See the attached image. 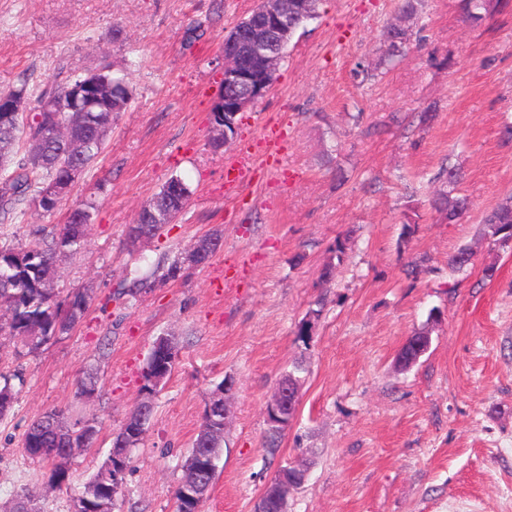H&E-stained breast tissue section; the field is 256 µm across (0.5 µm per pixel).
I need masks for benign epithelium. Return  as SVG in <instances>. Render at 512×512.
Segmentation results:
<instances>
[{
	"instance_id": "obj_1",
	"label": "benign epithelium",
	"mask_w": 512,
	"mask_h": 512,
	"mask_svg": "<svg viewBox=\"0 0 512 512\" xmlns=\"http://www.w3.org/2000/svg\"><path fill=\"white\" fill-rule=\"evenodd\" d=\"M313 0H262L257 16L245 21L224 38V86L228 93L213 103L211 126L215 139L228 145L237 138V117L271 89L288 48V16L311 11ZM159 363L147 370L149 389L155 390L168 377L178 351L173 341L162 336L155 342ZM288 384H277L266 406L271 424L288 426L294 415ZM309 467L291 462L278 479L268 482L260 499L264 507L276 506L307 479Z\"/></svg>"
}]
</instances>
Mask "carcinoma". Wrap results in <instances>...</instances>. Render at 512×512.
<instances>
[{
    "label": "carcinoma",
    "instance_id": "carcinoma-1",
    "mask_svg": "<svg viewBox=\"0 0 512 512\" xmlns=\"http://www.w3.org/2000/svg\"><path fill=\"white\" fill-rule=\"evenodd\" d=\"M501 0H463L467 19L478 24L493 15ZM409 39L408 29L394 25L386 32L387 56L381 62L391 61L403 53ZM104 81L106 85L94 91L85 100L89 108L85 112H68L71 89L85 82ZM20 100L25 103L21 112H0V211L8 212L14 206L26 203L34 206L35 200L52 184L69 179L71 162L88 168L104 152L107 137L112 129L114 115L125 112L132 101V90L125 77L112 71L109 64H101L49 90L35 92L27 83L0 91V98ZM461 175L448 170V190L437 193L434 207L450 224H456L469 210V201L458 192ZM191 196L189 186L180 178L167 181L149 202L139 211L136 221L129 228V238L145 234L152 238L164 231L161 224L152 223L150 210L154 205H168L181 212ZM66 209L65 224L59 232L45 234L35 244L25 248L0 246V335L25 336L37 348L58 335L74 328L84 317L89 300L72 291L61 299L52 288L59 257L82 249L87 228L97 209L90 199L73 206L62 202L43 208L52 213ZM482 236L494 247L506 248L512 240V197L488 211L483 219ZM212 256L198 258L188 251L182 260L164 267L156 266L150 274L134 279L132 286L113 294V298L133 297L149 288L152 280L170 281L180 277L184 265L199 267L210 262ZM473 253L469 248L460 249L448 261L453 273L464 271L472 264ZM0 396L15 398V386H24L26 379L18 371L7 377L0 374ZM18 384H12V381ZM148 412L143 422L130 433L123 427L113 438V444L123 441L134 448L140 442L152 419ZM224 421L223 407L215 404L205 410L200 429L189 452L197 453L198 465L209 466L211 449L217 446L215 433L221 431ZM95 433L90 421L79 419L74 423L66 420L61 410H51L33 420L24 439V452L31 448L41 449L38 460L53 463L58 450L71 442H81L87 434ZM112 458H106L90 475L88 482L100 487L112 486Z\"/></svg>",
    "mask_w": 512,
    "mask_h": 512
}]
</instances>
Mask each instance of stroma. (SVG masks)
Here are the masks:
<instances>
[{"instance_id":"1","label":"stroma","mask_w":512,"mask_h":512,"mask_svg":"<svg viewBox=\"0 0 512 512\" xmlns=\"http://www.w3.org/2000/svg\"><path fill=\"white\" fill-rule=\"evenodd\" d=\"M256 0H0V90L47 88L106 62L133 99L106 152L70 198L99 206L87 241L60 257L56 288L91 297L68 334L31 348L0 335V373L27 382L0 415V510L27 489L40 512H70L112 439L142 400L141 371L173 335L176 368L152 397L154 419L130 452L114 512H174L182 462L206 405L233 379L219 476L201 512H254L280 466L309 479L288 512H512V249L490 250L481 218L512 195V0L480 24L462 0H421L406 53L379 66L399 0H321L297 31L271 91L241 115L235 143L213 150L209 112L223 80L224 38ZM197 28L200 39L187 42ZM121 30L113 38V30ZM280 130L281 163L261 140ZM248 170L228 187V168ZM459 168L471 209L455 224L433 208L442 171ZM192 194L164 233L128 237L140 207L172 177ZM64 223L18 205L0 215V245L24 248ZM219 233L209 264L184 269L132 303L125 280ZM349 236L344 259L336 237ZM474 261L451 273L449 257ZM425 258L418 279L408 261ZM329 282H322L326 264ZM496 264L493 278L483 269ZM320 318L297 336L308 309ZM431 346L408 369L396 358L422 327ZM305 373L297 411L269 442L265 406L293 364ZM92 396L79 390L86 374ZM96 421L70 480L22 450L43 413Z\"/></svg>"}]
</instances>
